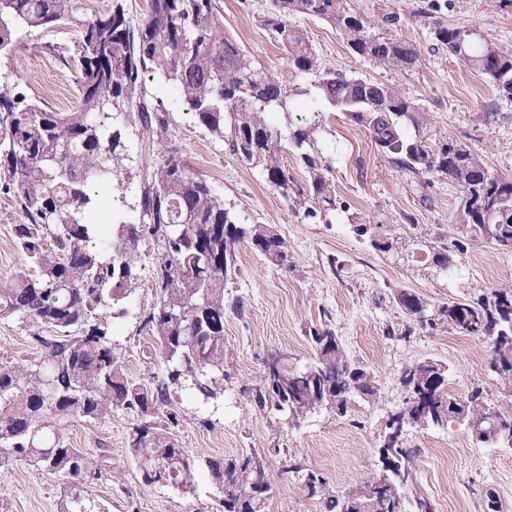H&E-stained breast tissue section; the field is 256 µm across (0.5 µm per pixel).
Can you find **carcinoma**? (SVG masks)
Instances as JSON below:
<instances>
[{
    "mask_svg": "<svg viewBox=\"0 0 512 512\" xmlns=\"http://www.w3.org/2000/svg\"><path fill=\"white\" fill-rule=\"evenodd\" d=\"M78 0H0V54L21 48L23 32L71 22L81 27L78 43L79 106L54 112L28 99L18 82L0 85V189L22 213L15 244L26 269L0 284V317H16L58 336H36L37 363L21 368L0 363V466L23 461L48 474L85 478L92 462L55 428L57 421L87 422L124 411L137 414L129 447L142 459V481L159 470L164 485L188 488L197 463L160 422L174 386L207 403L224 394V283L235 271L239 247L249 245L269 263L288 266L285 240L269 224L241 222L173 152L163 151L140 185V222L117 223L103 245L88 222L100 189L125 171L121 128L141 127L148 147L167 140L168 112L153 105L146 82L160 73L174 83L180 102L195 122L247 164L262 167L267 182L298 213L310 217L336 211L331 158L317 137L322 110L314 120L284 127L269 115L288 112L306 98L342 114L365 129L375 149L414 175L444 176L460 188L457 223L471 237L512 253V178L494 173L466 143H431L420 135L419 105L394 87L323 68L303 32L289 18L306 15L334 26L351 52L383 69L411 72L422 56L413 44L375 31L347 0H270L259 16L262 27L284 47L289 75L267 74L224 31L219 0H149L139 24L120 0L89 21L78 18ZM448 50L484 75L499 96L512 101V51L468 27L430 31ZM415 128L414 133L405 126ZM292 150L307 173L300 184L281 163ZM155 251L158 298L143 312L142 327L155 337L165 375L148 388L130 379L112 347L108 326L97 311L121 305L135 288L133 269L140 249ZM399 301L413 320L425 322V306L414 294ZM448 326L490 343L487 370L512 389V287L473 300L453 301L438 310ZM312 361L289 367L281 382L263 375L252 398L296 422L322 410L338 417L355 398L377 399L371 372L353 362L335 332L310 329ZM438 362L410 365L401 374L409 392L406 420L396 436L384 430L377 449L390 448L397 471L377 469L344 496L330 493L323 476L299 463L282 474L298 478L304 494L327 512H406L404 492L412 480L416 449L405 436L411 428L465 421L477 442L512 447V415L489 405L482 390L456 397L435 380ZM222 494L224 512H263L269 484L267 461L256 453L203 459Z\"/></svg>",
    "mask_w": 512,
    "mask_h": 512,
    "instance_id": "cac0c4a2",
    "label": "carcinoma"
}]
</instances>
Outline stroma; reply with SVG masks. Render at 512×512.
<instances>
[{
  "mask_svg": "<svg viewBox=\"0 0 512 512\" xmlns=\"http://www.w3.org/2000/svg\"><path fill=\"white\" fill-rule=\"evenodd\" d=\"M372 24L388 14L400 20L388 32L413 43L422 64L413 72L386 70L353 55L336 29L325 21L291 17L304 30L321 66L377 79L394 86L419 105V119L431 141L456 139L468 144L499 174L512 177V102L500 99L492 84L432 43L433 25L466 26L512 50V0H348ZM269 0H220L224 27L239 46L272 76L288 74L282 45L260 26ZM77 25L26 33L22 48L0 57V83L22 79L27 95L57 112L79 102L75 68L63 67L43 47L59 44L76 51ZM150 99L169 113L166 147L177 150L190 169L205 179L225 207L268 224L288 245V268L269 264L248 246L237 255V271L224 285L225 299L244 302L242 313L224 317V394L202 407L184 389H171L170 407L178 415L171 431L196 458L242 451L267 458L266 512H324L321 501L305 496L295 478L282 476L287 459L319 471L330 489L344 495L374 473L375 448L388 416L402 408L408 394L400 374L411 364L434 360L447 369L448 389L463 397L483 388L489 402L512 415V392L493 381L486 363L490 346L483 338L452 330L439 309L453 301L512 286V253L471 241L454 216L459 188L444 178L430 181L401 170L378 153L369 134L349 125L339 112L324 109L319 132L323 146L334 148L333 180L341 206L332 219L292 212L261 169L247 165L215 140L177 101L173 85L161 77L146 83ZM128 168L101 193L100 208L115 220L138 216L139 185L156 151L146 149L138 130L126 128ZM20 214L0 193V282L24 268L14 242ZM366 233L356 232V225ZM404 237L405 251H384L378 241ZM454 242L451 270L437 268L431 252L437 238ZM155 260L143 246L135 271L137 291L125 318L114 321L112 343L128 375L144 384L163 373L140 315L156 302ZM417 295L428 322L412 336L402 332L410 319L400 293ZM327 326L347 355L371 371L379 403L356 400L350 416L311 414L298 424L273 410L258 408L254 390L262 384L265 358L283 352L290 364L306 366L313 355L308 331ZM34 328L15 318L0 319V362L24 366L40 357ZM137 417L113 413L96 422L60 423L65 439L91 458H105L103 473L72 482L61 474H42L22 463L0 468V512H61L64 496L81 493L96 512H224L220 494L206 469H199L189 490L142 483L139 462L128 445ZM415 448L413 482L436 512H487L494 494L499 512H512V448L476 443L466 425L410 429Z\"/></svg>",
  "mask_w": 512,
  "mask_h": 512,
  "instance_id": "1",
  "label": "stroma"
}]
</instances>
